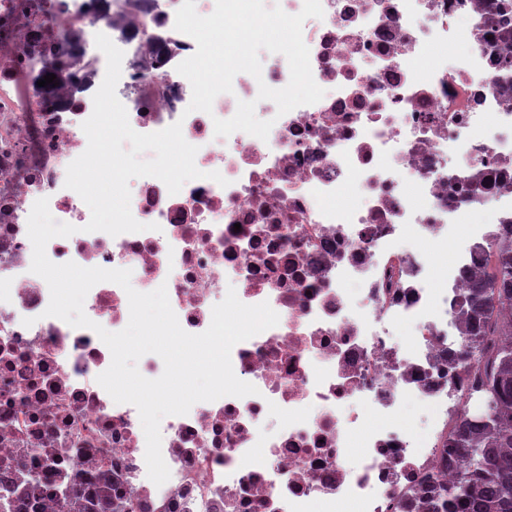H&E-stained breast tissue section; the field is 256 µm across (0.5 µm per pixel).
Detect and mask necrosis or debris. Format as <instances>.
I'll return each instance as SVG.
<instances>
[{
	"instance_id": "1",
	"label": "necrosis or debris",
	"mask_w": 512,
	"mask_h": 512,
	"mask_svg": "<svg viewBox=\"0 0 512 512\" xmlns=\"http://www.w3.org/2000/svg\"><path fill=\"white\" fill-rule=\"evenodd\" d=\"M181 3L0 0V512L25 500L21 469L48 487L36 512H60L73 488L95 499L102 474L141 512H394L423 476L447 482L437 461L448 426L483 397L477 368L453 359L455 322L489 242L512 224V43L501 37L512 33V0H321L323 17L302 35L325 95L282 116L258 98L260 84L290 79L286 57L271 52L261 78L236 75L212 113L188 112L192 88L176 67L197 45L174 28ZM99 33L124 53L116 95L131 127L181 123L203 173L174 195L158 178L132 179L131 212L147 229L115 237L86 231L90 210L65 186L106 72ZM68 39L77 83L56 101L38 82ZM255 99L273 123L267 139L215 137L214 119ZM351 185L360 202L346 211ZM41 198L77 228L47 243L52 262L131 270L143 293L166 287L188 333L209 327L231 288L279 316L231 352L256 394L162 419L163 485L147 475L136 407L97 382L108 347L44 314L50 292L30 270L27 234ZM84 311L121 331L127 294L98 283ZM410 399L427 411L422 427L404 412ZM274 409L280 421L264 431Z\"/></svg>"
}]
</instances>
